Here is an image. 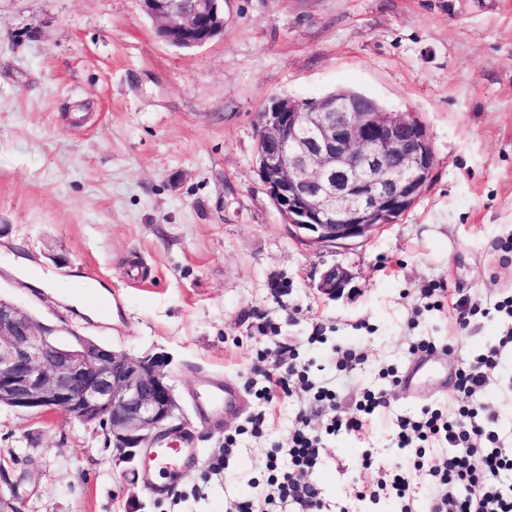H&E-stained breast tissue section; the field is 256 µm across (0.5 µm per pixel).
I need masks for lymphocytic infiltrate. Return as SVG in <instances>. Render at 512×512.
<instances>
[{"mask_svg": "<svg viewBox=\"0 0 512 512\" xmlns=\"http://www.w3.org/2000/svg\"><path fill=\"white\" fill-rule=\"evenodd\" d=\"M493 309L502 322V337L497 346L474 355L458 369L456 408L447 412L428 406L397 420L395 443L414 457L412 468L396 465L385 472L394 496L403 503L402 512H412L416 479L422 474L436 481L428 512H512V448L499 444L493 429L494 414L470 405L484 391L488 373L496 368L502 348L512 346V297L495 302ZM389 396L386 388L368 390L354 408L344 410L335 392L319 389L316 398L324 404V426L301 419L288 437L286 452L267 457L266 466L273 474L269 489L239 501L234 512H267V503L276 500L295 505L298 512H321V492L309 473L325 452L324 435L362 434L373 415L387 408ZM431 440L448 447L440 461L425 457L424 445Z\"/></svg>", "mask_w": 512, "mask_h": 512, "instance_id": "f902f5d3", "label": "lymphocytic infiltrate"}]
</instances>
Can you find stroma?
I'll use <instances>...</instances> for the list:
<instances>
[{"instance_id": "1", "label": "stroma", "mask_w": 512, "mask_h": 512, "mask_svg": "<svg viewBox=\"0 0 512 512\" xmlns=\"http://www.w3.org/2000/svg\"><path fill=\"white\" fill-rule=\"evenodd\" d=\"M347 89L409 112L434 151L427 191L394 223L345 245L300 242L261 182L257 115L275 97ZM512 0H224V33L180 49L159 40L141 0H0V296L57 327L135 357H164L175 423L199 456L151 490L144 458L118 461L96 425L60 412L0 408V463L22 512H231L266 487L310 394L278 399L263 437L257 353L294 350L343 408L390 388L359 436L330 435L311 475L326 512H400L357 500L377 467L403 458L399 416L455 406V373L497 345L501 324L420 311L440 282L483 303L512 296ZM350 281L322 295V273ZM53 272L35 288L30 269ZM112 297L95 316L68 302L74 277ZM436 350L414 393L410 344ZM357 349L350 372L337 347ZM215 381L236 386L238 414L202 410ZM512 448V349L481 398ZM236 434L232 455L224 437ZM371 454L374 469L361 467ZM348 283V273L343 268L333 266L322 274L317 288L321 294L336 298L343 293Z\"/></svg>"}]
</instances>
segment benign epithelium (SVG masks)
<instances>
[{
	"label": "benign epithelium",
	"instance_id": "7a95c632",
	"mask_svg": "<svg viewBox=\"0 0 512 512\" xmlns=\"http://www.w3.org/2000/svg\"><path fill=\"white\" fill-rule=\"evenodd\" d=\"M157 36L192 49L224 34V0H143ZM257 170L295 236L336 244L366 238L407 212L428 188L434 153L405 112L339 90L275 98L258 114ZM348 273L326 270L318 291L340 296ZM53 328L0 296V407L60 411L100 426L118 459L134 461L176 430L178 404L161 357L136 358Z\"/></svg>",
	"mask_w": 512,
	"mask_h": 512
}]
</instances>
